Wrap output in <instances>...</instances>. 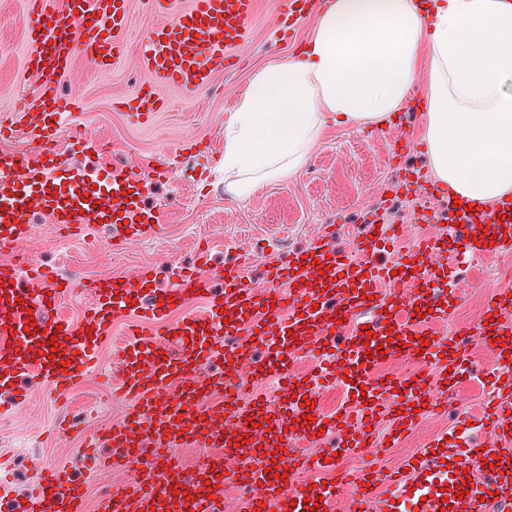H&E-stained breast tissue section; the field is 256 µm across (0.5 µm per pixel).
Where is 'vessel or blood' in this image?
<instances>
[{"label":"vessel or blood","instance_id":"vessel-or-blood-1","mask_svg":"<svg viewBox=\"0 0 512 512\" xmlns=\"http://www.w3.org/2000/svg\"><path fill=\"white\" fill-rule=\"evenodd\" d=\"M321 0H277L281 26L291 30L303 22ZM171 20L151 30L144 38L141 64L149 76L148 88L138 98L137 115L150 118L161 108L156 86L183 89L208 86L215 74L233 69L240 48L248 41L255 13L254 0H154ZM25 26L29 33L26 64L32 65L41 84L31 110L0 113V137L12 134L22 123L40 142L36 154L18 157L0 155V252L14 251L29 231L31 217L50 216L57 229L68 236L83 234L92 224L103 222L129 231L122 243L155 232L152 213L137 201H123L133 177L113 169L108 177L89 186L84 173L71 171L57 157L54 144L67 130V118L75 99L59 91L63 74L81 57L93 65L121 51L122 36L131 23L129 0H26ZM406 192L421 196L419 219L426 224L456 225L462 249L459 263L492 250L512 254V226L503 238L478 235L480 223L499 224L506 201L478 208L472 213L435 212L431 202L440 188L431 181L419 182L402 176ZM357 254L338 251L331 243V230H323L311 244L310 256L294 251L281 255L267 270L266 288L257 290L247 282L248 265L232 261L224 266V288H211L208 278L196 272L178 274L171 288L163 291L161 303L151 304L141 321L128 325L127 346L116 347L112 367H100L97 348L111 340L112 327L123 317L128 303L117 298L119 288L111 278L90 285L94 301L81 322L51 316L53 306L75 294L80 284L62 280L58 273L38 264L29 273L42 282L41 292L26 294L24 273L14 264H0V379L9 380L28 370L48 386L50 392L67 394L93 371L112 382V398L122 401V417L109 428L83 431L82 455L97 465L123 463L131 472L121 495L102 493L97 512H226L223 486L237 480L254 512H304L307 497L302 475L327 472L330 480L320 487L325 499L335 496L337 484L352 489V512H371V488L388 487L389 512H403L404 493L414 488L424 496L421 512H512V392L491 389L477 418L488 425L501 447L500 463L488 479L467 480L476 463L485 458L479 445L453 449V488L446 497L431 496L438 474L437 459L424 452L416 457L407 475L376 468L352 470L343 459L305 454L300 440L318 441L324 424L318 409L304 410L300 397L317 398L323 377L336 370L360 367L369 405L345 408L338 419L344 433L345 456L377 453L384 443L367 421L389 415L391 433H401L416 408H448L457 394L458 378L464 375V353L469 343L499 351V340L512 333V297L488 296V325L464 326L451 346L456 355L442 359L440 342H420L417 333L425 322L446 318L448 293L437 284L438 276L428 262L446 247V232H439L413 245L391 269L375 265L371 257L387 237L382 226L371 224ZM324 276L319 288L310 279L316 271ZM391 281L390 293L379 294L381 281ZM204 299V318L169 322L173 311ZM38 305L40 315L29 317L28 307ZM373 313L370 325L386 358L416 364L414 372L374 376L360 335L337 341L342 317L356 311ZM35 332H28V325ZM245 331L255 343L274 345L270 358L255 357L251 348L236 344L229 348L223 337L229 331ZM182 337L178 354L163 347L164 335ZM331 351H324V344ZM321 351L323 373L301 375L291 366L300 354ZM149 356L148 368L129 362V355ZM180 392H172V381ZM263 392L248 398L247 388ZM224 390L219 400L211 391ZM203 447L195 470L184 473L174 447L177 441ZM219 446L223 455L212 454ZM109 448L107 457L97 448ZM247 457V468L225 469L228 457ZM278 466L281 475L268 478V467ZM86 496L68 469L40 464L31 490V512H85Z\"/></svg>","mask_w":512,"mask_h":512}]
</instances>
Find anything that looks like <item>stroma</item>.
<instances>
[{
	"instance_id": "obj_1",
	"label": "stroma",
	"mask_w": 512,
	"mask_h": 512,
	"mask_svg": "<svg viewBox=\"0 0 512 512\" xmlns=\"http://www.w3.org/2000/svg\"><path fill=\"white\" fill-rule=\"evenodd\" d=\"M25 0H0V113L13 112L33 102L38 82L24 66ZM132 24L123 38V51L112 66L97 69L79 62L60 82L63 94H75L78 107L72 117L84 144L60 138L56 150L68 165L80 171L108 176L122 166L132 173L154 165L167 174L142 189L139 197L150 208L161 237L146 235L120 248H107L115 230L96 225L75 241L59 238L45 216H35L33 229L16 251L1 254L0 263L22 258L49 264L62 274L88 284L108 276L138 287L134 306L144 314L153 293L170 288L178 272H214V289L224 286L219 275L225 262L243 256L250 261V285L265 286V271L283 252L310 245L320 225L337 229L334 246L345 253L357 250L368 230L370 212L382 210L385 224L399 228V239L375 253V262L388 264L404 251L412 238L434 234L435 224L415 220L419 202L399 187L398 172L389 161L393 137L382 127H348L328 123L306 163L285 179H270L243 197L224 193V125L252 77L264 66L295 53L311 27L303 25L282 38L275 0H257L252 35L243 50V65L195 90L163 89V107L149 121L130 118L129 108L147 76L139 67V49L145 34L167 15L156 12L145 0H132ZM456 243L438 260L446 282L454 291L449 301L450 319L429 323L426 337H445L450 328L479 324L489 288H502L496 274L512 267V255L488 254L472 260L464 272L456 270ZM470 376L459 384V397L442 414L418 417L395 447L374 458L351 460V467L382 465L401 468L448 430L465 432L471 441L496 450V438L477 427L472 418L481 409L493 385L497 359L492 351L467 348ZM112 387L91 375L59 400H52L35 377L22 374L0 383V460H14L15 468L0 484V500L15 512H28L34 471L28 458L36 452L41 461L66 466L85 485L87 500L101 488L121 491L126 472L111 474L108 484L96 478L97 468L81 456L78 440L53 436L52 426L61 411L85 415L86 424L103 428L123 413L121 404L108 400ZM26 404L11 405L16 393Z\"/></svg>"
}]
</instances>
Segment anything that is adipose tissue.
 I'll list each match as a JSON object with an SVG mask.
<instances>
[{
  "mask_svg": "<svg viewBox=\"0 0 512 512\" xmlns=\"http://www.w3.org/2000/svg\"><path fill=\"white\" fill-rule=\"evenodd\" d=\"M418 84L438 183L486 204L512 196V0H327L226 124L225 193L293 174L328 122L388 124Z\"/></svg>",
  "mask_w": 512,
  "mask_h": 512,
  "instance_id": "ef3b65f1",
  "label": "adipose tissue"
}]
</instances>
